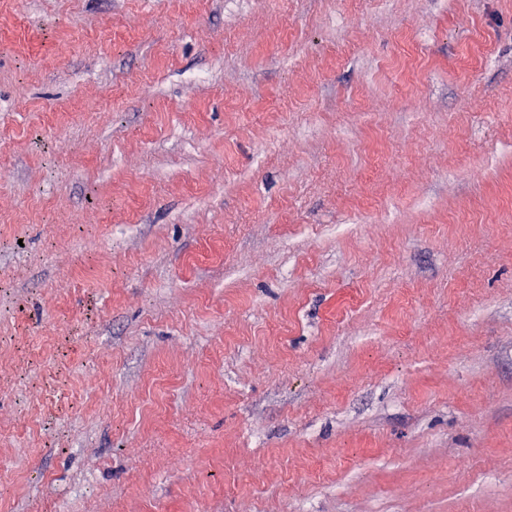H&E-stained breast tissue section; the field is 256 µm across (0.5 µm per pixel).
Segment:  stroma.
<instances>
[{"instance_id": "stroma-1", "label": "stroma", "mask_w": 512, "mask_h": 512, "mask_svg": "<svg viewBox=\"0 0 512 512\" xmlns=\"http://www.w3.org/2000/svg\"><path fill=\"white\" fill-rule=\"evenodd\" d=\"M0 512H512V0H0Z\"/></svg>"}]
</instances>
